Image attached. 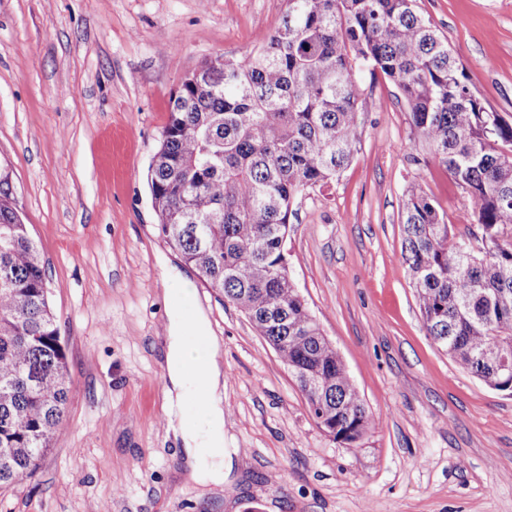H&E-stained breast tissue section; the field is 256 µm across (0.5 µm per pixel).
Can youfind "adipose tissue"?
Masks as SVG:
<instances>
[{
	"label": "adipose tissue",
	"instance_id": "ef3b65f1",
	"mask_svg": "<svg viewBox=\"0 0 512 512\" xmlns=\"http://www.w3.org/2000/svg\"><path fill=\"white\" fill-rule=\"evenodd\" d=\"M168 325L160 352L165 364L164 411L167 437L183 455L194 478L217 485L224 482V365L219 343L210 336L201 309H188L185 288L164 291ZM201 401L199 421L187 420L184 402L190 393Z\"/></svg>",
	"mask_w": 512,
	"mask_h": 512
}]
</instances>
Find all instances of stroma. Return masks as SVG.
Segmentation results:
<instances>
[{
    "instance_id": "35a3bbf8",
    "label": "stroma",
    "mask_w": 512,
    "mask_h": 512,
    "mask_svg": "<svg viewBox=\"0 0 512 512\" xmlns=\"http://www.w3.org/2000/svg\"><path fill=\"white\" fill-rule=\"evenodd\" d=\"M471 89L512 124V0H418ZM288 0H0V164L48 270L71 388L36 472L0 512H512V395L426 334L401 258L419 183L453 239L474 202L419 140L387 80L356 72L351 163L293 204L290 276L373 417L355 444L315 422L291 374L158 234L150 160L180 81L241 60ZM188 271L224 358V482L191 478L165 440L162 291Z\"/></svg>"
}]
</instances>
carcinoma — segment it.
Segmentation results:
<instances>
[{"instance_id":"carcinoma-1","label":"carcinoma","mask_w":512,"mask_h":512,"mask_svg":"<svg viewBox=\"0 0 512 512\" xmlns=\"http://www.w3.org/2000/svg\"><path fill=\"white\" fill-rule=\"evenodd\" d=\"M256 55L187 74L148 169L159 235L244 313L297 382L317 425L346 441L372 415L289 274L293 201L351 162L363 132L355 67L393 84L416 134L473 200L477 244L452 242L413 184L402 258L427 335L462 370L499 379L512 357V126L470 89L417 0H288ZM47 266L0 166V487L32 473L63 420L70 378Z\"/></svg>"}]
</instances>
